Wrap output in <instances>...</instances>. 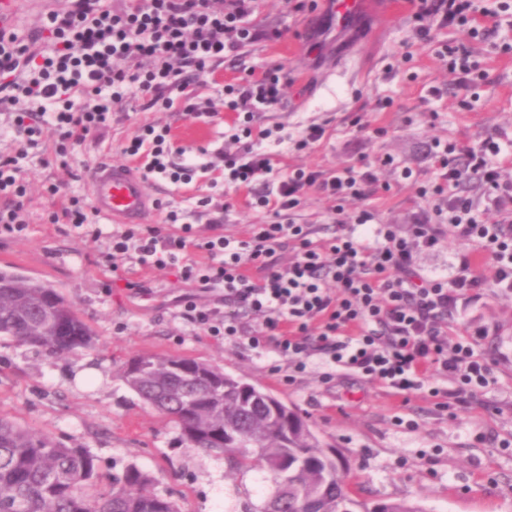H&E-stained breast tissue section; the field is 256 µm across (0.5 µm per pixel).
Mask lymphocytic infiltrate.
Segmentation results:
<instances>
[{"mask_svg":"<svg viewBox=\"0 0 512 512\" xmlns=\"http://www.w3.org/2000/svg\"><path fill=\"white\" fill-rule=\"evenodd\" d=\"M255 0H125L112 9L107 0H69L67 10L43 21V46L0 28V106L15 108L20 97L37 102V110L16 111L13 129L24 147L40 144L44 130L57 136L56 152L98 135L107 127L111 106L130 92L149 97V107H172L187 95L194 79L212 63L237 57L255 42ZM416 34L431 37L433 26L467 29L471 38L488 39L493 29L477 22L474 0H418ZM136 68H129V61ZM285 83L279 68L260 78L227 85L224 106L252 113L281 103ZM138 158L144 178L175 185L193 180L195 165L173 162L169 127L145 126L125 149ZM429 155L438 181L433 220L412 224L408 232L381 224L374 210L353 218L337 216L330 237L315 238L310 225L290 215L306 188L318 187L337 201L369 196L378 182L374 170L347 168L335 175L302 168L280 179L275 188L257 192V206L272 209L274 219L253 225L248 239L225 235L214 221L209 235L197 236L172 210L162 224H125L112 232L113 253L135 252L139 265L176 268L183 282L224 291L217 310L184 299V313L210 335L250 347L271 345L291 369L305 371L310 356L382 384L396 396L425 389L439 406L469 404L495 382L494 365L475 352L476 339L451 340L460 302L478 300L486 289L512 296V142L494 137L467 141H433ZM18 160L0 156V193L12 196L0 208V236H24L21 215L27 187ZM273 172L272 156L243 143L235 183H263ZM482 188L488 209L501 218L488 222L468 194ZM464 242L445 275L423 273L421 252L442 250L447 237ZM294 259L281 264L286 247ZM448 377L449 387L435 386Z\"/></svg>","mask_w":512,"mask_h":512,"instance_id":"1","label":"lymphocytic infiltrate"}]
</instances>
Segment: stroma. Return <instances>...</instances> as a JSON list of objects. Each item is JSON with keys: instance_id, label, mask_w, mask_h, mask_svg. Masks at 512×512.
<instances>
[{"instance_id": "obj_1", "label": "stroma", "mask_w": 512, "mask_h": 512, "mask_svg": "<svg viewBox=\"0 0 512 512\" xmlns=\"http://www.w3.org/2000/svg\"><path fill=\"white\" fill-rule=\"evenodd\" d=\"M304 4L297 12L290 0H257L256 23L281 30V38H259L237 60L213 64L171 108L148 110L145 95L129 94L113 105L103 135L75 145L67 156L56 155L48 133L39 148L19 154L20 143L0 110V156H17L28 186L27 232L19 239L0 236V269L51 285L95 335L93 348L62 355L1 337L0 417L88 449L106 474L136 464L157 476V492L171 495L181 512H224L234 491L224 479L223 457L188 447L179 428L145 406L120 377L144 353L191 357L259 386L306 418L321 445L335 449L360 502H404L419 512H512V298L490 290L459 313V333H478L477 350L494 360L497 382L469 406L442 410L427 392L396 398L379 383L331 370L317 356L305 372L290 374L271 348L211 336L185 316L183 296L195 294L198 304L213 307L216 294L182 282L174 269L149 270L134 254L112 255L113 226L104 217L93 219L100 229L95 239L84 229L48 221L64 198L90 202L92 169L103 160L127 162L126 145L146 125L170 127L184 160L209 164L186 186L148 181L151 201L161 204L151 210L149 223H163L167 211L183 209L204 235L220 214L225 233L239 238L271 217L252 207L251 188L225 178L223 156L237 147L224 133L233 125L247 121L256 131L281 132L282 145L269 140L265 146L274 149L283 173L304 167L328 177L387 154L412 167L417 183L381 169L380 189L345 205L347 214L371 207L380 223L401 225L433 206L418 192L436 178L428 160L433 140L512 138V52H502L499 39L474 43L487 77L472 89L439 56L443 43L471 41L468 32L436 27L431 41L418 40L414 0H395L389 14L343 31L327 15V0ZM68 5L23 0L13 27L25 39H40L46 12ZM313 12L325 29L317 49L307 39ZM273 65L282 66L287 79L280 105L248 120L225 109V85L258 78ZM312 123L325 125L323 139L296 149ZM52 183L61 187L55 198L46 192ZM335 207L313 186L305 189L294 220L313 225L323 238ZM139 283L145 293H135Z\"/></svg>"}]
</instances>
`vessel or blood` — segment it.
I'll return each instance as SVG.
<instances>
[{"label": "vessel or blood", "instance_id": "obj_1", "mask_svg": "<svg viewBox=\"0 0 512 512\" xmlns=\"http://www.w3.org/2000/svg\"><path fill=\"white\" fill-rule=\"evenodd\" d=\"M371 0H336L334 19L337 27L371 10ZM95 210L116 224L143 223L148 211V195L143 180L129 167L103 162L94 167L89 178Z\"/></svg>", "mask_w": 512, "mask_h": 512}]
</instances>
